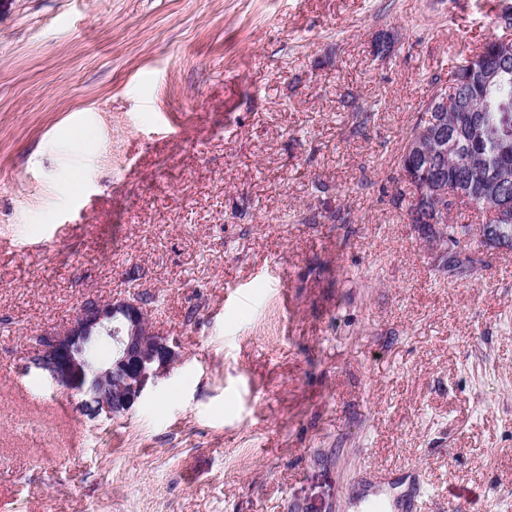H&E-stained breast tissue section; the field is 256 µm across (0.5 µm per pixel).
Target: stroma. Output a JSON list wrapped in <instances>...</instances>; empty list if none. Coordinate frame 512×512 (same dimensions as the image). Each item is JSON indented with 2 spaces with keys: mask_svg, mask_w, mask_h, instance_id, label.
I'll use <instances>...</instances> for the list:
<instances>
[{
  "mask_svg": "<svg viewBox=\"0 0 512 512\" xmlns=\"http://www.w3.org/2000/svg\"><path fill=\"white\" fill-rule=\"evenodd\" d=\"M505 14L0 0V512H370L362 473L406 464L418 512H512V248L448 279L393 202ZM131 285L181 361L93 419L33 338Z\"/></svg>",
  "mask_w": 512,
  "mask_h": 512,
  "instance_id": "stroma-1",
  "label": "stroma"
}]
</instances>
